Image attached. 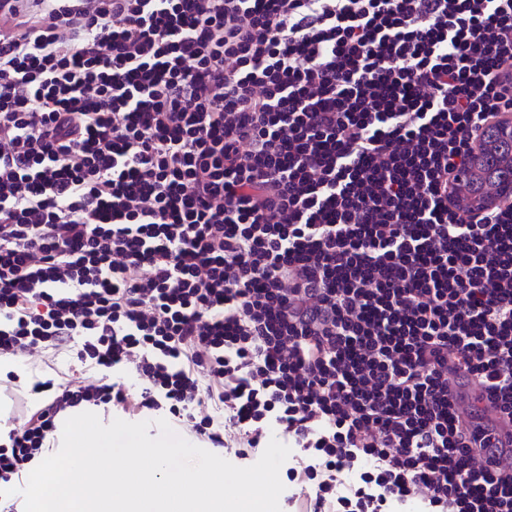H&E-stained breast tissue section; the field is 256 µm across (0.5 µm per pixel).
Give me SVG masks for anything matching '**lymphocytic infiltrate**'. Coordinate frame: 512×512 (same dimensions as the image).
<instances>
[{"mask_svg": "<svg viewBox=\"0 0 512 512\" xmlns=\"http://www.w3.org/2000/svg\"><path fill=\"white\" fill-rule=\"evenodd\" d=\"M0 354L77 346L138 393L36 383L18 478L82 404L239 457L295 512H512V197L463 205L512 115V0H0ZM473 389L459 410L450 381ZM477 423L481 428L491 431L501 440L503 444L501 443L498 446H508L507 434L512 432L511 425L503 422L492 406L488 405V408L480 414V420ZM105 410H106V413L104 412L105 416L106 417L111 416L112 420L115 418H120L127 422H140V421L154 422L158 419H165L177 434H179L184 439H190V442L193 445L201 447V448H203L209 452H212V453L215 451L213 448L202 447V446H206V445L194 440L193 437L191 436L190 432L184 425L174 422L172 420L170 414L168 413V411L165 408L160 409L158 411L143 410L141 413L134 414V415L131 413L125 412L120 407H116V406H114V407L112 406L111 409L105 408ZM107 412H109V413H107Z\"/></svg>", "mask_w": 512, "mask_h": 512, "instance_id": "f902f5d3", "label": "lymphocytic infiltrate"}]
</instances>
